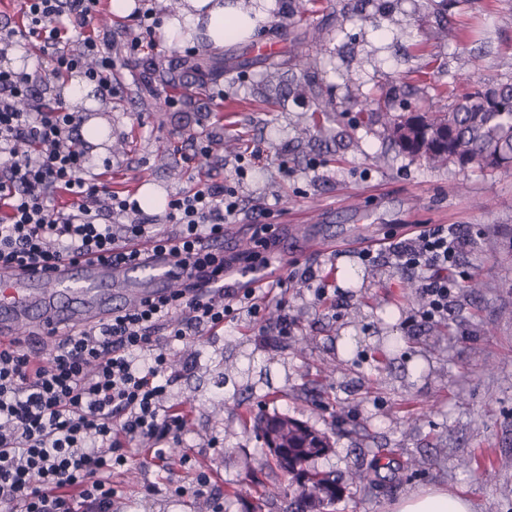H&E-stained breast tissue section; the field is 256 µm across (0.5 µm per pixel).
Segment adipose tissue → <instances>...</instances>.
I'll return each mask as SVG.
<instances>
[{
    "label": "adipose tissue",
    "instance_id": "adipose-tissue-1",
    "mask_svg": "<svg viewBox=\"0 0 512 512\" xmlns=\"http://www.w3.org/2000/svg\"><path fill=\"white\" fill-rule=\"evenodd\" d=\"M263 21V15L239 14L224 0H185L180 21L165 24L164 29L173 42L191 39L203 31L213 45L220 46L249 39ZM395 512H470V504L464 497L429 489L399 501Z\"/></svg>",
    "mask_w": 512,
    "mask_h": 512
}]
</instances>
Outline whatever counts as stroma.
Segmentation results:
<instances>
[{
	"mask_svg": "<svg viewBox=\"0 0 512 512\" xmlns=\"http://www.w3.org/2000/svg\"><path fill=\"white\" fill-rule=\"evenodd\" d=\"M290 0H274L258 36L225 45L241 66L212 79L201 111L187 112L181 89L158 80L153 64L204 52L197 40L131 53L133 15L113 14L100 0L92 26L121 43L111 92L91 87L78 107L84 128L99 130L103 152H90L95 172L113 192L170 197L206 174L235 186L241 211L233 222L238 251L253 245L264 208L280 225L274 253L296 272L313 269L329 284V301L297 286L284 307L260 317L240 312L225 330L196 335L171 349L175 379L168 403L191 424L181 442L166 443V469L133 466L123 477L120 512H283L284 476L271 472L253 427L258 412L285 414L327 433L332 449L316 469L369 474L335 512H392L396 502L428 487L463 496L471 512H512V169H432L385 137L369 98L397 113L441 110L449 95L483 86L487 76L512 80V0H318L288 29L279 20ZM20 0H0V49L31 74L34 104L53 103L59 84L27 52L19 32ZM316 59L314 78L330 89L335 110L318 117L310 99L283 104L259 96L266 66L286 79L302 69L291 48ZM258 145L259 161L239 163L213 139ZM211 149L195 158L198 146ZM413 224L483 228L459 258L460 286L435 323L415 318L413 279L386 254L365 266L354 241L386 240ZM340 250H316L320 240ZM289 317L282 329L281 317ZM190 454L192 467L181 466ZM212 478L198 494L193 466Z\"/></svg>",
	"mask_w": 512,
	"mask_h": 512,
	"instance_id": "stroma-1",
	"label": "stroma"
}]
</instances>
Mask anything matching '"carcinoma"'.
<instances>
[{
  "instance_id": "carcinoma-1",
  "label": "carcinoma",
  "mask_w": 512,
  "mask_h": 512,
  "mask_svg": "<svg viewBox=\"0 0 512 512\" xmlns=\"http://www.w3.org/2000/svg\"><path fill=\"white\" fill-rule=\"evenodd\" d=\"M222 71L224 56L209 52L181 58L163 77L189 89L185 102L190 103L208 80ZM296 90L316 101V111H333V100L323 97L314 82L300 83ZM262 97L266 102L282 97L278 72L266 76ZM371 103L379 106L387 136L400 151L432 169L449 165L482 170L512 167V82L508 80L488 79L484 90L455 100L446 112L397 114L387 111L380 97ZM272 417L279 419L274 426L278 439L288 445V467L275 464L288 477L284 489L288 512H329L348 486L335 472L313 467L315 460L330 450L329 438L285 414Z\"/></svg>"
}]
</instances>
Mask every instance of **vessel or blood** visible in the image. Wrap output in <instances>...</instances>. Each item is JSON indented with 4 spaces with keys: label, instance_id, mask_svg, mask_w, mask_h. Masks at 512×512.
<instances>
[{
    "label": "vessel or blood",
    "instance_id": "vessel-or-blood-1",
    "mask_svg": "<svg viewBox=\"0 0 512 512\" xmlns=\"http://www.w3.org/2000/svg\"><path fill=\"white\" fill-rule=\"evenodd\" d=\"M137 248L143 256L132 263L83 259L47 271L0 270V337L43 344L51 328L98 324L113 310L137 307L183 280L168 253L146 241Z\"/></svg>",
    "mask_w": 512,
    "mask_h": 512
}]
</instances>
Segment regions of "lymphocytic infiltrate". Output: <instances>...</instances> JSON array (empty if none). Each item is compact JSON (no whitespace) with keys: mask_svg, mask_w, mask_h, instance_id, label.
<instances>
[{"mask_svg":"<svg viewBox=\"0 0 512 512\" xmlns=\"http://www.w3.org/2000/svg\"><path fill=\"white\" fill-rule=\"evenodd\" d=\"M21 0V13L40 52L51 53L49 77L74 74L112 89L116 63L108 42L87 36L80 53L60 50L65 33L89 27L95 0ZM34 93L23 70L0 66V266L50 268L80 258L131 262L119 239L150 238L169 250L186 278L169 295L145 302L98 326L60 336L49 359L32 356L22 339L0 341V506L6 512H112L120 479L133 463L158 465L166 439L185 432L184 409L164 406L173 343L202 328L223 329L246 309L259 315L261 295L226 285L224 226L238 215L235 187L211 179L172 197V230L112 217L138 212L112 192L76 142L83 122L64 97L34 112L21 109ZM69 196L54 203L57 192ZM468 234L454 224H424L388 241L395 269L413 273L418 315L433 322L448 311L453 277Z\"/></svg>","mask_w":512,"mask_h":512,"instance_id":"f902f5d3","label":"lymphocytic infiltrate"}]
</instances>
